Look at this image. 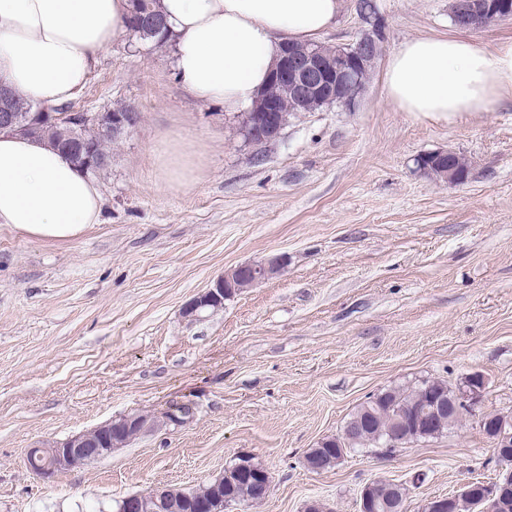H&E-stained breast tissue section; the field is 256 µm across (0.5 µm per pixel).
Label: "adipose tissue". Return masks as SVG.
<instances>
[{
    "mask_svg": "<svg viewBox=\"0 0 512 512\" xmlns=\"http://www.w3.org/2000/svg\"><path fill=\"white\" fill-rule=\"evenodd\" d=\"M174 35L176 78L236 112L263 89L283 43H311L343 0H160ZM128 0H0V84L59 106L84 86L98 56L125 33ZM388 101L404 112H486L512 95V40L495 50L461 38L420 37L393 53ZM97 184L67 155L0 133V226L69 241L98 223Z\"/></svg>",
    "mask_w": 512,
    "mask_h": 512,
    "instance_id": "1",
    "label": "adipose tissue"
}]
</instances>
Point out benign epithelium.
Here are the masks:
<instances>
[{
	"label": "benign epithelium",
	"instance_id": "7a95c632",
	"mask_svg": "<svg viewBox=\"0 0 512 512\" xmlns=\"http://www.w3.org/2000/svg\"><path fill=\"white\" fill-rule=\"evenodd\" d=\"M453 17L466 19L478 28L506 19L498 10L490 9L482 0H454L450 6ZM359 15L370 29L362 32L353 44H336L329 46L325 52L322 47L305 48L299 45H285L281 56L273 69V82L277 92L271 94L262 91L258 94L251 114L245 117L242 135L253 144L270 145L282 135L289 122L284 104L291 101L294 112H315L317 109L333 104L351 107L364 91L365 84L359 79V73L374 67L377 52L380 51L378 11L375 3L364 6ZM45 119L65 125L64 148L69 149L78 143L76 130L94 124L103 128L112 138L119 139L128 135L139 121V113L133 108L113 109L108 112H68L56 114L45 109L30 115L0 111V130L14 133L23 132L30 123ZM81 158L84 171L92 172L106 167L110 160L94 149H83ZM469 163L463 155L453 150L435 151L420 156L417 160L419 170L430 178L460 185L465 177L460 167L453 162V157ZM284 263L279 256H272L261 261H254L235 266L224 271L205 292L190 300L183 309V314L191 319L200 317L201 310L207 306L219 305L224 298L233 296L281 272ZM485 390V378L479 373H472L455 392L456 401L475 409L482 402ZM165 426L162 421H146L137 414L125 415L120 422L113 420L95 428V433H78L63 441H56L43 448L29 450L26 461L28 467L36 474L49 479L55 475L82 467L105 455L114 448H122L129 443L126 432L132 431L138 436ZM500 467L505 472L496 483L475 489L471 484L448 496V501L429 500L425 512H452L453 506L460 500L476 499L479 512H508L512 509V458L496 455ZM376 483L366 484L360 491L359 512H372L376 507L374 488ZM168 488L153 489L135 493L122 499L119 512H154L158 508H167L171 512H198L206 509L204 505H194V499L181 498L174 501L167 497Z\"/></svg>",
	"mask_w": 512,
	"mask_h": 512
}]
</instances>
